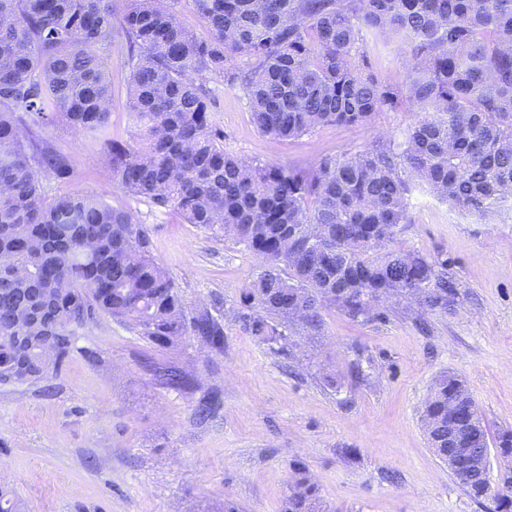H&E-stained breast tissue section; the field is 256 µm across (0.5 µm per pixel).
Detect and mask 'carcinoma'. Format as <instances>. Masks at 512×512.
Segmentation results:
<instances>
[{"mask_svg": "<svg viewBox=\"0 0 512 512\" xmlns=\"http://www.w3.org/2000/svg\"><path fill=\"white\" fill-rule=\"evenodd\" d=\"M168 0H131L123 15L130 66L129 108L138 142L109 136L108 58L112 0H0V257L17 276H0V312L33 308L35 297L5 288H48L58 373L74 348L70 332L101 316L132 324L168 347L196 336L220 347L224 328L207 310L187 319L167 273L129 210L95 195L43 192L42 174H67L66 159L39 144L28 118L103 139L112 184L176 207L186 223L245 246L262 271L243 290L238 318L270 348L285 350L283 328H320V311L352 320L383 318L394 296L446 314L457 289L448 260L394 246L408 223V176L442 202L486 216L512 204V0H191L208 36L189 32ZM380 50L408 47L405 81L384 84L369 70L367 38ZM248 60L238 71L227 66ZM224 77L247 93L253 124L278 139L330 123L364 125L403 101L425 112L404 146L377 142L325 157L311 169L253 164L224 150L210 122L204 81ZM14 345L0 344V383H15ZM469 392L445 372L431 387L422 422L431 449L448 454V397ZM495 451L512 459V430ZM285 512H320L318 486L294 472ZM489 497L512 512V494Z\"/></svg>", "mask_w": 512, "mask_h": 512, "instance_id": "cac0c4a2", "label": "carcinoma"}]
</instances>
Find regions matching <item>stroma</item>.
<instances>
[{
  "instance_id": "obj_1",
  "label": "stroma",
  "mask_w": 512,
  "mask_h": 512,
  "mask_svg": "<svg viewBox=\"0 0 512 512\" xmlns=\"http://www.w3.org/2000/svg\"><path fill=\"white\" fill-rule=\"evenodd\" d=\"M128 0H114L109 133L135 144L128 106ZM225 151L260 163L311 168L325 157L403 143L422 117L410 106L364 125H325L282 140L261 134L241 88L206 83ZM69 165L46 175V194H94L132 210L150 251L181 296L186 316L208 309L224 325L214 348L182 337L162 348L128 323L101 318L79 331L56 376L0 385V486L23 512H206L233 500L240 512H284L295 468L319 488L324 512H494L475 500L432 452L421 412L437 376L468 384L489 435L512 429V207L466 215L413 182L398 246L448 262L453 312H423L411 299L384 317L354 321L335 308L321 327L288 328L278 354L235 317L261 262L243 246L185 223L169 207L115 188L100 140L62 124L32 122ZM187 384L167 386L162 369ZM218 405L199 418V403Z\"/></svg>"
}]
</instances>
